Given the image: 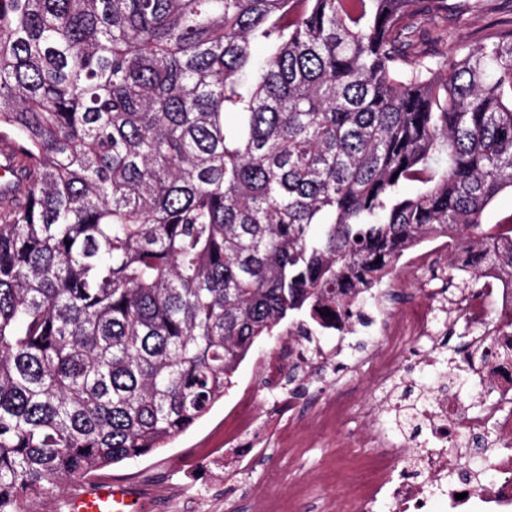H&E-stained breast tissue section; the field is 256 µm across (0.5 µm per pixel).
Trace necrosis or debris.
Returning <instances> with one entry per match:
<instances>
[{"label": "necrosis or debris", "instance_id": "4bbe7bcc", "mask_svg": "<svg viewBox=\"0 0 512 512\" xmlns=\"http://www.w3.org/2000/svg\"><path fill=\"white\" fill-rule=\"evenodd\" d=\"M432 251L411 254L394 278L416 281L424 298L407 304L397 316L382 314L371 371L378 385L400 371L399 350L411 341L428 344L440 354L442 338L464 324L468 347L480 352L490 342L512 353V270L490 265L474 268L458 262L457 288H436L420 270L434 268ZM478 279L477 288L465 283ZM462 371L493 386V398L479 407L462 392L441 388L423 395L414 406L416 435L391 442L378 435L365 440L361 476L336 497V512H428L431 499L444 512H512V361L491 358L483 366L466 361ZM261 404L250 389H241L224 418V447L247 458L255 447Z\"/></svg>", "mask_w": 512, "mask_h": 512}]
</instances>
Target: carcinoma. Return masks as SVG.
I'll list each match as a JSON object with an SVG mask.
<instances>
[{
    "mask_svg": "<svg viewBox=\"0 0 512 512\" xmlns=\"http://www.w3.org/2000/svg\"><path fill=\"white\" fill-rule=\"evenodd\" d=\"M449 0H0V512L140 458L430 239L512 266V20ZM482 3L481 8H470L465 15L448 12L447 41L439 46L440 50L476 46L499 28L498 21L510 16L507 14L512 9V0H483Z\"/></svg>",
    "mask_w": 512,
    "mask_h": 512,
    "instance_id": "carcinoma-1",
    "label": "carcinoma"
}]
</instances>
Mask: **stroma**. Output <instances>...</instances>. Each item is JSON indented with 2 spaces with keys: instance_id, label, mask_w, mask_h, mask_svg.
Instances as JSON below:
<instances>
[{
  "instance_id": "1",
  "label": "stroma",
  "mask_w": 512,
  "mask_h": 512,
  "mask_svg": "<svg viewBox=\"0 0 512 512\" xmlns=\"http://www.w3.org/2000/svg\"><path fill=\"white\" fill-rule=\"evenodd\" d=\"M511 11L512 0H483L481 8L466 14L449 12L445 49L476 46L495 32L498 21ZM315 341L333 354L331 370L299 372L292 381L273 384L257 366L256 358L274 348L287 349L288 336L283 333L259 340L240 363L233 377L234 388L225 392L223 400L166 447L112 465L109 480L121 481L134 496L146 497L148 512H331L337 493L354 477L352 462L362 454L357 446L359 437L375 427L400 439L401 433L387 412L388 402L402 398L407 385L434 387L442 383L443 376L432 366L409 365L396 384L378 389L370 368L361 364L375 347L371 337H352L342 350L337 347V331L317 333ZM246 384L263 399L273 398L282 389L294 390L307 413L331 398L347 400L350 411L333 429L300 427V445L289 449L276 475H269L264 455L255 456L243 469L224 454V414L234 399L235 387ZM256 481L267 484V495L260 501L249 492Z\"/></svg>"
}]
</instances>
